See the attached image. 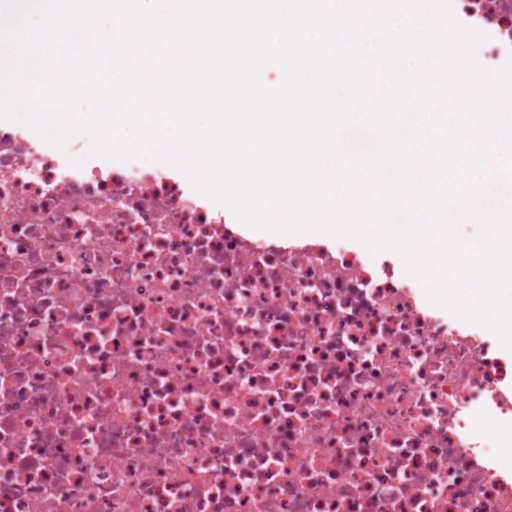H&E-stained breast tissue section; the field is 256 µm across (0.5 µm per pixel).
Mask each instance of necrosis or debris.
Wrapping results in <instances>:
<instances>
[{
  "mask_svg": "<svg viewBox=\"0 0 512 512\" xmlns=\"http://www.w3.org/2000/svg\"><path fill=\"white\" fill-rule=\"evenodd\" d=\"M512 55V0H452ZM512 360L368 242L267 243L0 125V512H512Z\"/></svg>",
  "mask_w": 512,
  "mask_h": 512,
  "instance_id": "1",
  "label": "necrosis or debris"
}]
</instances>
